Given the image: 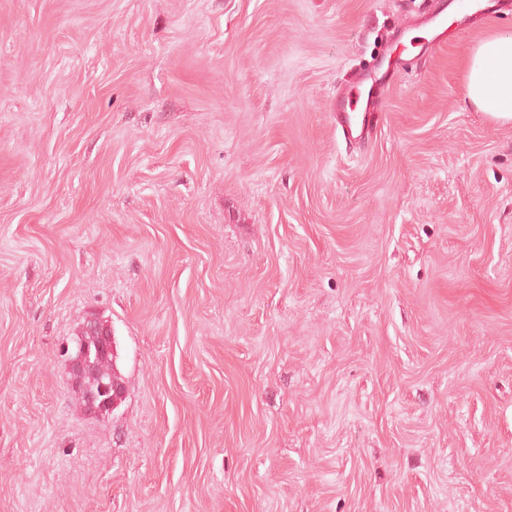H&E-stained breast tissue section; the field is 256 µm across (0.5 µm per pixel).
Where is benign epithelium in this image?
<instances>
[{
	"label": "benign epithelium",
	"mask_w": 512,
	"mask_h": 512,
	"mask_svg": "<svg viewBox=\"0 0 512 512\" xmlns=\"http://www.w3.org/2000/svg\"><path fill=\"white\" fill-rule=\"evenodd\" d=\"M65 354L71 384L79 391L88 413L103 416L122 401L125 385L118 371L105 377L102 366L116 363L112 326L98 318H87L78 327Z\"/></svg>",
	"instance_id": "1"
}]
</instances>
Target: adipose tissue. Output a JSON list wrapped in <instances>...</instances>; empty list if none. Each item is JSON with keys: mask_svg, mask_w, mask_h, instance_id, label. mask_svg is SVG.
Wrapping results in <instances>:
<instances>
[{"mask_svg": "<svg viewBox=\"0 0 512 512\" xmlns=\"http://www.w3.org/2000/svg\"><path fill=\"white\" fill-rule=\"evenodd\" d=\"M463 95L498 123L512 122V34H490L471 50Z\"/></svg>", "mask_w": 512, "mask_h": 512, "instance_id": "obj_1", "label": "adipose tissue"}]
</instances>
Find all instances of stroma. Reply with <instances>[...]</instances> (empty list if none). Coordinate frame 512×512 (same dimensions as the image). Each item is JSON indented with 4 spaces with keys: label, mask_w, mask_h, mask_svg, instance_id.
Instances as JSON below:
<instances>
[{
    "label": "stroma",
    "mask_w": 512,
    "mask_h": 512,
    "mask_svg": "<svg viewBox=\"0 0 512 512\" xmlns=\"http://www.w3.org/2000/svg\"><path fill=\"white\" fill-rule=\"evenodd\" d=\"M421 2L0 0V512H512V5ZM463 95L500 124L512 122V34L493 33L469 53ZM383 103V97L372 96L370 91L365 98L360 85L350 88L336 101V112L333 116L336 130L341 132L345 139H362L370 132L369 115L380 109ZM357 127L359 132L354 135ZM65 354L71 384L82 395L86 411L95 416L112 412L124 397L125 385L116 368L111 325L98 318H86ZM108 362L113 364L114 371L104 377L102 366Z\"/></svg>",
    "instance_id": "35a3bbf8"
}]
</instances>
